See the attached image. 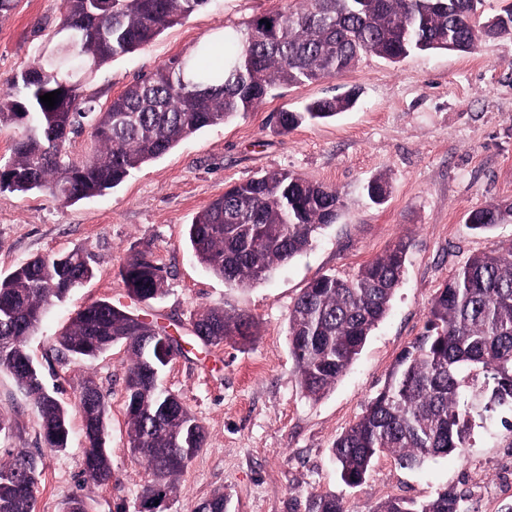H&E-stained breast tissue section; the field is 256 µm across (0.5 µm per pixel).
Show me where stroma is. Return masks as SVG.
<instances>
[{
  "mask_svg": "<svg viewBox=\"0 0 512 512\" xmlns=\"http://www.w3.org/2000/svg\"><path fill=\"white\" fill-rule=\"evenodd\" d=\"M295 3L208 0L182 24L100 67L85 90L107 106L141 75L217 32ZM63 10V0H18L13 13L0 18V93L33 64ZM352 89L360 93L356 105L335 119L305 122L288 133L275 124L283 109ZM271 171L336 188L340 216L268 282L229 286L195 260L186 227L225 186ZM378 177L388 184L380 204L366 191ZM510 202L512 37L481 40L470 52L413 54L395 64L368 55L341 75L276 88L252 112L183 139L102 196L65 204L46 192L0 190V278L29 259L76 250L93 268L92 278L53 306L27 343L48 386L72 408L69 446H41L30 400L0 371V414L13 423L0 458L15 448L38 449L34 512H64L82 491L88 512H136L152 475L128 447L125 344L90 362L59 360L51 349L79 310L109 301L169 326L188 342L160 382L203 425L206 445L176 477L165 512H194L219 493L226 512H309L312 496L325 493L343 498L349 512H376L394 496L425 501L445 488L477 483L497 496L470 499V512H499L512 502L506 477L512 433L502 425L504 412L475 410L466 447L421 468L401 467L393 454H380L356 488L342 482L332 447L383 386L399 352L422 332L438 288L470 256L512 241V222L479 233L467 224L468 214ZM401 238L410 248L387 317L333 388L319 400L305 398L288 336L295 299L322 275L352 277ZM143 249L168 272L166 294L146 303L128 296L119 274L126 256ZM205 307L250 314L259 326L256 341L208 348L194 343L191 320ZM89 376L108 400L112 477L86 489L84 432L74 404Z\"/></svg>",
  "mask_w": 512,
  "mask_h": 512,
  "instance_id": "35a3bbf8",
  "label": "stroma"
}]
</instances>
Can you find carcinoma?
<instances>
[{"label":"carcinoma","instance_id":"cac0c4a2","mask_svg":"<svg viewBox=\"0 0 512 512\" xmlns=\"http://www.w3.org/2000/svg\"><path fill=\"white\" fill-rule=\"evenodd\" d=\"M208 0H64L53 37L60 46L44 50L20 71L0 97V128L14 127L10 160L0 165V189L47 192L64 203L118 186L129 173L154 161L197 131L253 111L276 87L336 76L366 54L398 61L437 50L467 52L483 38L512 35V9L477 22L481 0H303L300 7L263 13L244 28L218 35L223 65L206 63L210 46L157 68L129 85L105 108L84 93L83 80L114 58L147 45L162 31L189 18ZM269 27V34L262 28ZM59 90L55 107L40 96ZM354 91L314 100L300 111L276 115L284 131L306 121L332 119L351 109ZM88 125L84 158L70 157V136ZM336 189L288 172H268L232 185L188 225L196 260L238 288L267 281L305 252L320 230L336 223ZM512 217V205L470 212L473 228L486 231ZM408 245L394 242L349 279L321 276L296 298L288 336L303 394L319 399L346 372L368 336L386 317L402 284ZM82 252L37 257L0 280V369L14 375L41 421L40 437L70 439L69 409L32 385L40 367L28 368L27 339L41 328L50 308L91 277ZM120 275L139 301L163 296L167 276L147 250L123 262ZM202 345L246 344L256 323L246 313L204 308L191 321ZM166 327L137 320L110 302L80 310L57 336L54 351L91 360L124 342L130 353L125 378L129 447L154 479L139 501L147 507L168 498L171 478L185 466V450L198 453L203 426L183 400L163 388L152 369L163 370L182 354L164 340ZM487 393L486 407L512 413V241L477 254L438 289L423 333L399 354L381 391L356 423L340 434L332 454L342 480L361 485L375 458L394 454L400 465L418 468L467 444L471 399ZM96 415L81 393L78 411L85 437V482L112 477L107 449V405L95 391ZM38 459L20 451L0 463V512H34ZM467 496L449 487L428 501L393 497L376 512H468ZM310 512H346L334 495L312 499Z\"/></svg>","mask_w":512,"mask_h":512}]
</instances>
